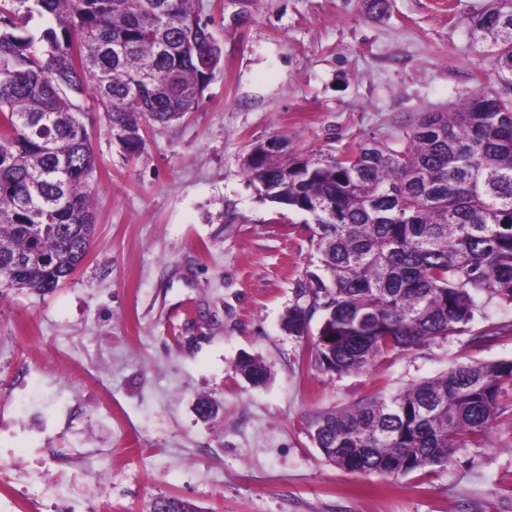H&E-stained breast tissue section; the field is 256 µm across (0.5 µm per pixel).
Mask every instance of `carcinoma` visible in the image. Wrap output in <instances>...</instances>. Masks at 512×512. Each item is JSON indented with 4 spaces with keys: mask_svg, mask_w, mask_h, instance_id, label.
<instances>
[{
    "mask_svg": "<svg viewBox=\"0 0 512 512\" xmlns=\"http://www.w3.org/2000/svg\"><path fill=\"white\" fill-rule=\"evenodd\" d=\"M494 2L473 30L511 88L512 0ZM202 11L200 0H0V241L51 259L0 268V287L53 290L79 260L69 228L93 236L83 98L128 156L143 149L145 124L198 109L223 68ZM401 132L369 156L360 142L336 157L283 158L276 139L246 160L264 199L313 219L320 265L283 327L303 339L321 314L308 351L318 371H359L455 335L495 299L512 304V98L481 83L455 111L427 112ZM237 370L253 385L268 380L247 354ZM504 421L512 426V360L459 364L319 413L310 437L340 470L399 476L487 447Z\"/></svg>",
    "mask_w": 512,
    "mask_h": 512,
    "instance_id": "1",
    "label": "carcinoma"
}]
</instances>
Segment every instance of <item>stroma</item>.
Masks as SVG:
<instances>
[{
  "label": "stroma",
  "instance_id": "35a3bbf8",
  "mask_svg": "<svg viewBox=\"0 0 512 512\" xmlns=\"http://www.w3.org/2000/svg\"><path fill=\"white\" fill-rule=\"evenodd\" d=\"M492 0H202L223 68L195 112L142 130L128 157L92 100L96 226L54 291L0 297V512H512V431L405 476L336 468L314 415L472 361L512 360V305L464 332L321 373L282 319L316 260L307 214L263 201L245 169L274 139L337 155L450 112L496 76L475 17ZM481 347L471 336L493 327ZM263 361L266 385L235 370ZM218 406L202 420L199 399Z\"/></svg>",
  "mask_w": 512,
  "mask_h": 512
}]
</instances>
